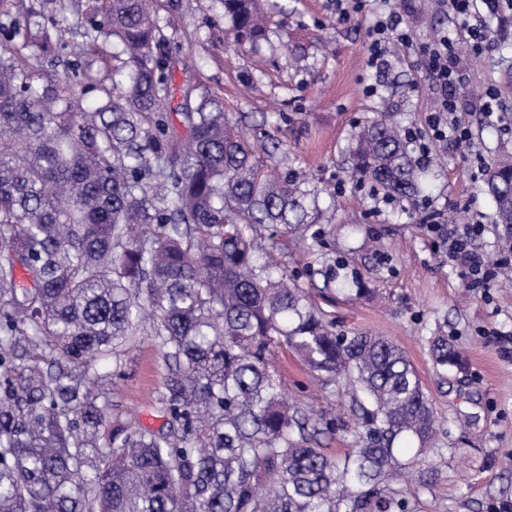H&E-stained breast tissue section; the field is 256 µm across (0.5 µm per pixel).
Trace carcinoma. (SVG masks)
<instances>
[{
    "label": "carcinoma",
    "instance_id": "carcinoma-1",
    "mask_svg": "<svg viewBox=\"0 0 512 512\" xmlns=\"http://www.w3.org/2000/svg\"><path fill=\"white\" fill-rule=\"evenodd\" d=\"M219 2L234 46L256 48L260 0ZM68 9L84 19L72 45L57 35ZM100 40L110 74L93 69ZM167 42L151 0H45L0 24V512H409L394 485L428 487L443 422L399 345L335 330L265 246L268 226L313 224L308 180L259 163L199 85L174 126ZM64 54L63 81L28 61ZM409 140L378 112L351 176L415 201ZM483 183L512 230V159ZM140 333L167 367L165 427L111 429L96 361L118 367ZM429 343L442 372L461 367L448 337ZM274 346L351 385L344 456L316 440L336 419L286 400Z\"/></svg>",
    "mask_w": 512,
    "mask_h": 512
}]
</instances>
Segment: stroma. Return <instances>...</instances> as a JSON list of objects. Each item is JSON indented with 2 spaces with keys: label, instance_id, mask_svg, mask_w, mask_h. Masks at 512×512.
Instances as JSON below:
<instances>
[{
  "label": "stroma",
  "instance_id": "35a3bbf8",
  "mask_svg": "<svg viewBox=\"0 0 512 512\" xmlns=\"http://www.w3.org/2000/svg\"><path fill=\"white\" fill-rule=\"evenodd\" d=\"M338 0H268L271 45L260 55L231 47L218 0H153L168 37L163 50L174 87L199 84L224 102L260 162L287 161L321 191L318 238L275 232L274 255L314 306L337 329L379 334L412 362L444 426L437 443L436 479L418 490L417 512H503L512 506V288H474L463 266L448 259V232L477 221L492 264H512V236L495 224V203L483 188V170L512 150V9L477 17L491 29V46L472 54L459 39L462 76L455 119L472 134L468 152L435 141L427 125L441 94L427 71L422 43L460 28L446 5L428 0H367L361 13L340 18ZM397 19L413 48L390 51L384 72L367 67L369 31ZM428 139L422 193L416 204L373 198L352 178L347 147L359 127L381 109ZM368 291L356 294L352 279ZM445 336L464 371L439 375L428 339ZM287 397L302 407L343 413L348 388L310 373L298 356L270 354ZM166 367L145 336H137L116 372L112 420L135 418L157 429L164 418L154 401Z\"/></svg>",
  "mask_w": 512,
  "mask_h": 512
}]
</instances>
